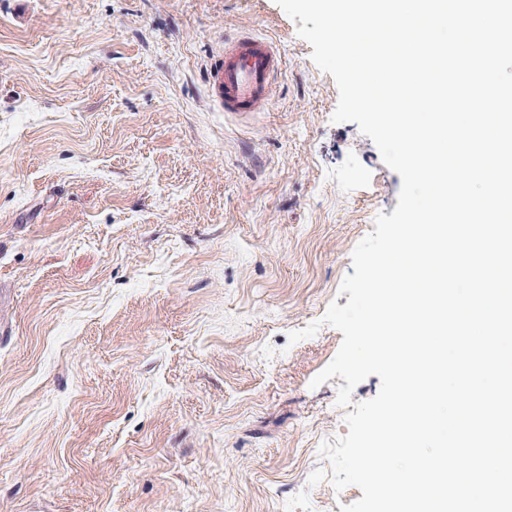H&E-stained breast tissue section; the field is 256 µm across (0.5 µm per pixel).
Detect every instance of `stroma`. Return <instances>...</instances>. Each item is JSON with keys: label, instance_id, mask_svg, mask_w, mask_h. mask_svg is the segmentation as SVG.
<instances>
[{"label": "stroma", "instance_id": "1", "mask_svg": "<svg viewBox=\"0 0 512 512\" xmlns=\"http://www.w3.org/2000/svg\"><path fill=\"white\" fill-rule=\"evenodd\" d=\"M275 0H0V512H341L354 247L400 176ZM284 59L247 119L226 41ZM318 324L310 338L291 332Z\"/></svg>", "mask_w": 512, "mask_h": 512}]
</instances>
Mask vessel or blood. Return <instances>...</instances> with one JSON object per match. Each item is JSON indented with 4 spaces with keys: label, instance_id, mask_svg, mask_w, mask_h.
<instances>
[{
    "label": "vessel or blood",
    "instance_id": "obj_1",
    "mask_svg": "<svg viewBox=\"0 0 512 512\" xmlns=\"http://www.w3.org/2000/svg\"><path fill=\"white\" fill-rule=\"evenodd\" d=\"M282 69V54L264 38L244 36L225 44L215 68L213 95L226 112L247 115L269 100L273 80Z\"/></svg>",
    "mask_w": 512,
    "mask_h": 512
}]
</instances>
